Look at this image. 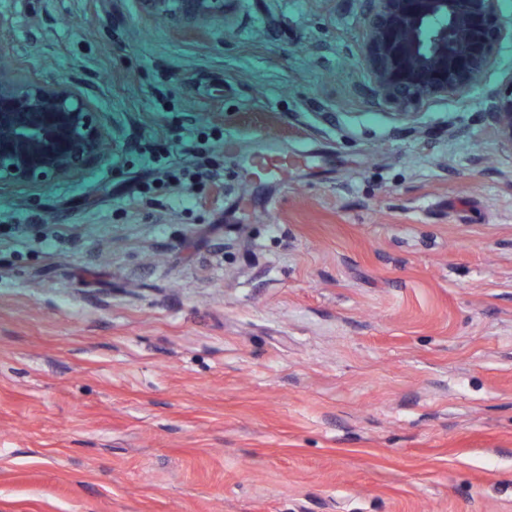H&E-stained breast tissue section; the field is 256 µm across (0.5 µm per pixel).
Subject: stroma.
Wrapping results in <instances>:
<instances>
[{
	"label": "stroma",
	"instance_id": "35a3bbf8",
	"mask_svg": "<svg viewBox=\"0 0 512 512\" xmlns=\"http://www.w3.org/2000/svg\"><path fill=\"white\" fill-rule=\"evenodd\" d=\"M361 0H0L110 146L0 187V512H512V150L375 105ZM314 151L242 171L262 138ZM184 167L207 185L158 181ZM177 3L191 18L224 15V0H178ZM301 160L305 158L288 159V155L267 146L246 158L245 169L249 170L256 180H281L288 175V169Z\"/></svg>",
	"mask_w": 512,
	"mask_h": 512
}]
</instances>
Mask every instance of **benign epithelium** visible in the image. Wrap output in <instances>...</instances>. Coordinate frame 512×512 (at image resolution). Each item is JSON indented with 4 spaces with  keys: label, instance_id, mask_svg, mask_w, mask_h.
Returning a JSON list of instances; mask_svg holds the SVG:
<instances>
[{
    "label": "benign epithelium",
    "instance_id": "obj_1",
    "mask_svg": "<svg viewBox=\"0 0 512 512\" xmlns=\"http://www.w3.org/2000/svg\"><path fill=\"white\" fill-rule=\"evenodd\" d=\"M363 60L371 93L400 116L439 96L468 97L494 62L499 0H363ZM191 18L224 14V0H178ZM485 116L512 149V85L490 95ZM102 124L66 80L0 83V186L42 184L78 173L100 155Z\"/></svg>",
    "mask_w": 512,
    "mask_h": 512
}]
</instances>
